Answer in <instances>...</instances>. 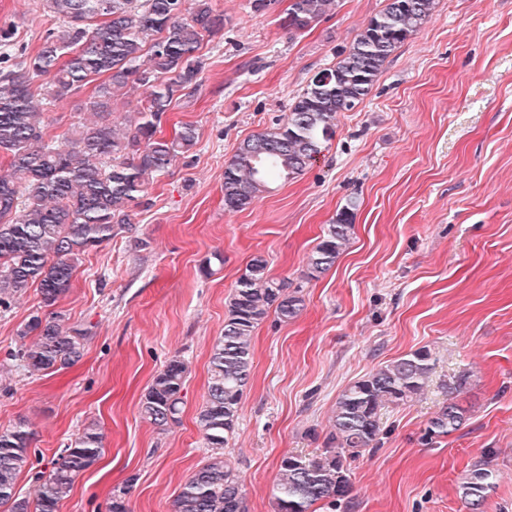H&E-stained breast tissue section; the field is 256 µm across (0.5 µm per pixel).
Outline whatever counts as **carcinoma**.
<instances>
[{"instance_id":"1","label":"carcinoma","mask_w":512,"mask_h":512,"mask_svg":"<svg viewBox=\"0 0 512 512\" xmlns=\"http://www.w3.org/2000/svg\"><path fill=\"white\" fill-rule=\"evenodd\" d=\"M44 0L56 21L38 53L0 29V310L29 288H38L44 308L56 305L72 286L81 256L132 227L129 209L146 196L145 176L169 171L197 143L186 125L171 139L158 129L172 102L196 90L205 36L224 29V14L212 0ZM335 0H290L283 25L303 32L329 13ZM436 0H388L348 49L311 78L281 122L239 142L224 163V209H246L276 179H294L309 168L335 134L336 114L349 112L369 95L389 56L418 31ZM99 24H93L97 18ZM47 81L33 88L34 78ZM99 81L65 144L46 137L39 95L61 101ZM146 103L127 127L112 123L116 96L137 90ZM355 204L336 214L306 260L307 277L327 272L353 233ZM267 275V260L253 257L228 300L224 331L212 347L207 399L198 425L207 449L205 462L179 489L174 512H246L243 485L226 459L250 381L251 336L269 313L282 322L298 316L304 300ZM24 343L14 355L25 372L67 368L84 355L87 331L59 316L32 314L17 329ZM432 370L425 350L404 355L344 388L330 418L324 451L312 457L287 456L274 488L275 512H311L325 502L348 499L350 461L377 444L381 410L419 394ZM187 365L170 359L153 377L140 401V415L161 431L178 421L184 403ZM468 377L448 387V402L422 435L431 443L458 430L469 409L460 401ZM31 432L23 421L0 431V507L6 512H57L76 477L103 451V436L90 423L37 477L36 496L16 494L19 474L29 463ZM493 473L480 463L462 483L466 504L483 508ZM130 487L112 493L109 512H129Z\"/></svg>"}]
</instances>
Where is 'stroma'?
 <instances>
[{"instance_id": "1", "label": "stroma", "mask_w": 512, "mask_h": 512, "mask_svg": "<svg viewBox=\"0 0 512 512\" xmlns=\"http://www.w3.org/2000/svg\"><path fill=\"white\" fill-rule=\"evenodd\" d=\"M224 28L207 37L197 90L174 100L164 136L193 125L187 160L150 175V207L82 258L55 307L87 330L76 365L36 375L13 360L36 291L0 312V430L26 422L36 478L85 425L104 453L59 512H108L131 487V512H173L180 486L206 457L197 425L209 357L226 302L255 255L300 287L293 320L268 316L252 335L253 366L226 457L247 512H274L280 461L321 453L336 399L381 365L427 349L433 370L407 403L383 409L376 448L350 465L339 512H469L459 485L481 461L495 486L484 512H512V0H438L431 18L386 62L370 94L336 116L316 163L242 211L224 208V163L246 137L284 120L309 79L332 66L386 0H336L310 30L282 25L289 0H213ZM51 21L42 0H0V27L35 54ZM90 97L42 105L47 136L64 140ZM354 234L325 274L306 258L347 203ZM146 247L135 246V238ZM188 367L181 421L157 430L139 404L172 357ZM468 375L466 422L427 444L448 385Z\"/></svg>"}]
</instances>
